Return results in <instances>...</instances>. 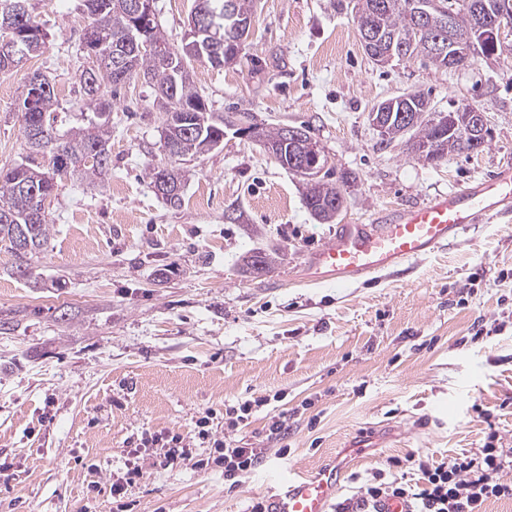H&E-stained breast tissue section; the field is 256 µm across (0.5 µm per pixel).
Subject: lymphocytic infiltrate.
Instances as JSON below:
<instances>
[{"instance_id": "1", "label": "lymphocytic infiltrate", "mask_w": 512, "mask_h": 512, "mask_svg": "<svg viewBox=\"0 0 512 512\" xmlns=\"http://www.w3.org/2000/svg\"><path fill=\"white\" fill-rule=\"evenodd\" d=\"M209 416L195 422V438L211 441L217 452L215 460H198L199 469L210 464L224 468V484L236 489L239 479L255 471L267 454L263 448H246L232 438H215L209 429ZM409 468L417 473L416 481L387 477V469ZM512 449L500 446L496 433L487 434L477 451L464 450L449 459L435 461L414 455L388 460L386 468L376 469L356 493L337 503L336 512H374L378 502L400 498L412 504L414 512H484L491 500L512 499Z\"/></svg>"}]
</instances>
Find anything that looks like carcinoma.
Returning <instances> with one entry per match:
<instances>
[{
	"label": "carcinoma",
	"instance_id": "cac0c4a2",
	"mask_svg": "<svg viewBox=\"0 0 512 512\" xmlns=\"http://www.w3.org/2000/svg\"><path fill=\"white\" fill-rule=\"evenodd\" d=\"M28 0H0V37L13 35V31L30 28L42 32L35 18L24 11L22 18L7 13L6 5L15 3L27 4ZM85 7L91 16L82 41L83 52L89 59L90 67L83 72V91L86 96L89 113L80 119L77 127H70L58 133L61 142L60 166L52 169L28 159L10 168L0 170V243L8 244V248L19 259L43 250L49 236V220L45 203L58 188V179L71 178L90 180L108 171L112 163L109 140L111 130L106 115L103 99L107 89L117 91L128 81L141 77L150 84L155 92L156 100L164 110L165 120L161 139H171L176 149V156L171 161L181 160L197 153L194 139L180 134L172 127L177 111H196L206 113V122L197 129L202 140L220 139L224 137V123L213 120L206 100L193 84L188 68L190 59L177 60L172 65L163 66L160 60L164 56L178 57L181 49L172 47L160 31L158 22L144 27L138 32L135 19L130 17L126 8V0H84ZM211 8L208 39L220 42L224 38L225 27L230 21L224 16L225 0H208ZM378 7L372 18V24L383 33L395 37L407 46L408 58L423 57L439 69L447 68L432 53L433 41L438 37H448V29L441 26L438 18L426 22V31L419 29V23L408 9L409 0H375ZM140 35L148 44L141 54L135 68L125 77L112 67V57L117 51V36L126 32ZM47 86L40 100L32 107L21 106V118L29 149L31 152L45 156L51 150L40 141L33 139L32 133L43 126L57 127V116L54 115L55 93L52 83L42 77ZM427 100L421 95H413L412 107L419 111L420 117L411 126L406 127L392 118L386 128L388 139H395L407 132H412L409 139L410 149L441 141L446 153L436 157L442 160L448 155L463 152L457 140L446 129L437 128L425 110ZM151 184L156 194L160 195L171 206L181 204L182 175L172 165L163 168L157 166L150 171ZM343 194L339 183L325 180L312 194L304 195L306 208L320 221H330L336 210L327 211L323 204Z\"/></svg>",
	"mask_w": 512,
	"mask_h": 512
}]
</instances>
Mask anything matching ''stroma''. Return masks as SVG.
Returning a JSON list of instances; mask_svg holds the SVG:
<instances>
[{"instance_id":"35a3bbf8","label":"stroma","mask_w":512,"mask_h":512,"mask_svg":"<svg viewBox=\"0 0 512 512\" xmlns=\"http://www.w3.org/2000/svg\"><path fill=\"white\" fill-rule=\"evenodd\" d=\"M195 0H155L180 46ZM354 0H254L235 63L190 65L217 119L304 127L345 177L346 203L325 223L307 210L302 178L259 144L228 133L179 161L182 201L157 196L149 171L167 163L164 114L136 78L112 100L111 168L60 183L50 240L28 257L0 243V512H112L110 486L142 434H187L226 408L280 395L288 456L268 455L234 492L224 471L175 467L142 452L129 512H247L288 471L337 463L344 496L392 457L441 460L497 433L512 448V219L479 225L412 268L346 285L311 284L312 252L341 224L464 188L512 161V31L497 54L459 68L367 56ZM47 34L39 54L0 73V167L25 159L20 103L33 72L51 81L67 125L86 111L82 0H30ZM423 93L433 110H484L481 151L418 159L382 139L369 114ZM272 255L269 268L247 257ZM70 320H61L63 308ZM487 335L474 339L475 323ZM310 408H302L303 400ZM369 445L358 448L360 438Z\"/></svg>"}]
</instances>
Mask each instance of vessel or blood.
Wrapping results in <instances>:
<instances>
[{
  "label": "vessel or blood",
  "instance_id": "obj_1",
  "mask_svg": "<svg viewBox=\"0 0 512 512\" xmlns=\"http://www.w3.org/2000/svg\"><path fill=\"white\" fill-rule=\"evenodd\" d=\"M511 213L512 166L507 164L473 186L419 205L379 211L374 223L341 225L310 258L307 279L354 283L397 272L477 225ZM343 479L333 467L312 476L289 474L270 488V512H333Z\"/></svg>",
  "mask_w": 512,
  "mask_h": 512
}]
</instances>
